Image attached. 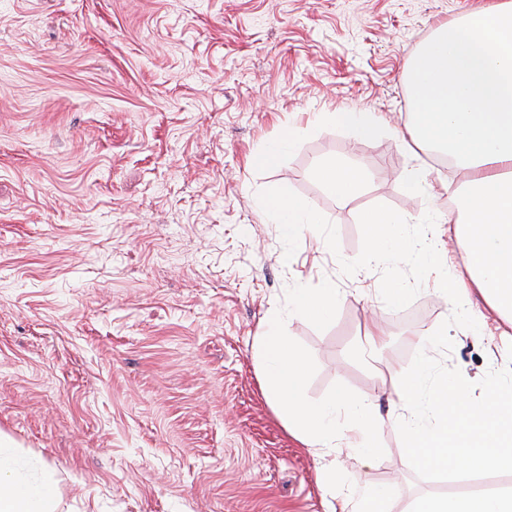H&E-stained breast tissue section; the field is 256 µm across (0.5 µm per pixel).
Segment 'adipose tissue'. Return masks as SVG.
<instances>
[{
    "label": "adipose tissue",
    "mask_w": 512,
    "mask_h": 512,
    "mask_svg": "<svg viewBox=\"0 0 512 512\" xmlns=\"http://www.w3.org/2000/svg\"><path fill=\"white\" fill-rule=\"evenodd\" d=\"M416 96L410 127L416 141L443 150L470 174L456 202L458 219L434 232L420 256L446 268L444 236L464 247V270L452 290L462 311L473 297L485 310L474 321L512 328V0L469 14L422 42L410 68ZM315 176L342 200L362 188L365 173L344 161H327ZM0 512H54L49 478L31 481L0 448ZM412 512H512V487L487 488L418 501Z\"/></svg>",
    "instance_id": "ef3b65f1"
}]
</instances>
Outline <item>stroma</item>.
I'll return each instance as SVG.
<instances>
[{"instance_id":"obj_1","label":"stroma","mask_w":512,"mask_h":512,"mask_svg":"<svg viewBox=\"0 0 512 512\" xmlns=\"http://www.w3.org/2000/svg\"><path fill=\"white\" fill-rule=\"evenodd\" d=\"M494 2L0 0V441L52 475L56 512H356L352 486L323 484L331 464L385 487L387 512L434 495L389 414L452 304L429 276L389 309L379 269L340 262L359 255L372 205L456 218L458 166L399 135L408 67L439 27ZM336 112L376 113L377 138L357 142ZM289 133L276 164L250 165ZM336 158L367 174L348 201L314 175ZM419 168L428 186L411 197ZM271 187L334 224L339 254L306 228L285 259L258 203ZM327 279L333 323L291 314L286 331L316 361L310 400L340 382L383 415L378 460L307 447L263 391L268 316L292 285ZM449 335L442 361L467 380L512 363L501 339Z\"/></svg>"}]
</instances>
